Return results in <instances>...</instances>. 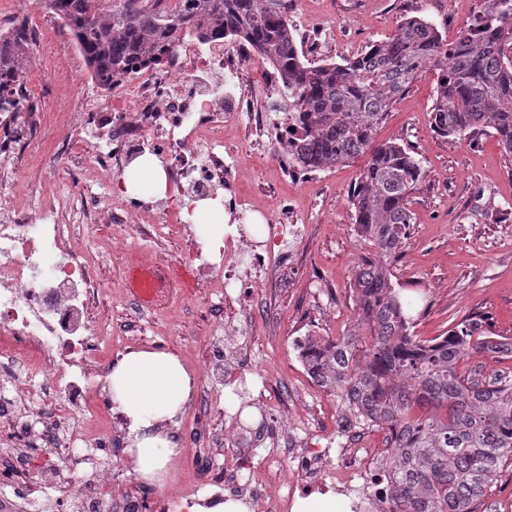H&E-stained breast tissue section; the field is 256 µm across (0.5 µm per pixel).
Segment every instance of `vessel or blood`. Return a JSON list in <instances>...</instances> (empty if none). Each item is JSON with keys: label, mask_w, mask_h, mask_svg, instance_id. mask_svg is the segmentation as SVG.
Wrapping results in <instances>:
<instances>
[{"label": "vessel or blood", "mask_w": 512, "mask_h": 512, "mask_svg": "<svg viewBox=\"0 0 512 512\" xmlns=\"http://www.w3.org/2000/svg\"><path fill=\"white\" fill-rule=\"evenodd\" d=\"M124 277L128 293L146 309L189 295L195 281L193 271L183 264L151 267L135 263L125 269Z\"/></svg>", "instance_id": "vessel-or-blood-1"}]
</instances>
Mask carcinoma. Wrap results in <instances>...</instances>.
Listing matches in <instances>:
<instances>
[{
    "instance_id": "carcinoma-1",
    "label": "carcinoma",
    "mask_w": 512,
    "mask_h": 512,
    "mask_svg": "<svg viewBox=\"0 0 512 512\" xmlns=\"http://www.w3.org/2000/svg\"><path fill=\"white\" fill-rule=\"evenodd\" d=\"M157 16L143 0H36L75 37L103 89L112 90L149 62L163 65L187 37L204 43L239 37L272 65L288 90V111L302 136L288 142L292 166L323 170L369 154L351 196L357 236L385 259L396 256L410 224L422 172L410 152L376 141L394 104L431 66V109L444 137L491 131L512 154V0H486L474 27L450 43L420 17L385 42L342 64L303 61L286 9L261 0H184ZM29 41L0 36V112H19V81ZM357 329L309 341L308 373L350 412L359 429L385 432L388 512H479L486 489L512 464V377L462 369L474 352L512 359L474 314L431 341L410 335L412 320L389 268L365 261L353 284Z\"/></svg>"
}]
</instances>
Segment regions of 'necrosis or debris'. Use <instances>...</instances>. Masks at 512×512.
<instances>
[{
    "label": "necrosis or debris",
    "instance_id": "4bbe7bcc",
    "mask_svg": "<svg viewBox=\"0 0 512 512\" xmlns=\"http://www.w3.org/2000/svg\"><path fill=\"white\" fill-rule=\"evenodd\" d=\"M224 43L213 40L207 55L195 54L182 45L178 56L163 67H140L136 76L140 91L128 114L94 115L92 126H112L114 134L104 148L84 152L86 169L122 177L126 167L143 153L172 159L171 188L207 197L217 169L224 161L216 150L224 142V130L248 120L251 126L274 127L275 141L286 144L296 126L291 120L276 121L283 112L282 100L268 97L266 105L244 113L242 100L217 102L199 97L197 86L223 68ZM40 120L28 112L0 114V155L41 138ZM226 207L239 222L224 242L223 261L239 273L242 288L260 287L271 270L277 248L296 237L297 225L266 217L261 227L248 224L244 198L230 195ZM70 225L57 221V211L43 208L19 211L12 222L0 223V379L9 380L14 364H24L30 375L44 376L49 400L34 405L30 413L42 417L48 406L65 401L73 419L72 431L94 448L112 446L111 430L92 432L90 418L111 420V403L100 398L95 381L103 374L102 345L89 320V312L104 291L84 252L75 250ZM297 477L246 483L243 473L254 470L251 460H242L221 478L203 468L192 480L175 481L159 498L139 496L125 501L127 512H192L200 505L198 490L210 487L219 498L225 486L259 498L274 494V512H290L296 496L314 491L345 497L349 512H371L379 496L372 486L377 471L366 449L346 446L305 448L295 456Z\"/></svg>",
    "mask_w": 512,
    "mask_h": 512
}]
</instances>
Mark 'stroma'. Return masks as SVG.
<instances>
[{
    "mask_svg": "<svg viewBox=\"0 0 512 512\" xmlns=\"http://www.w3.org/2000/svg\"><path fill=\"white\" fill-rule=\"evenodd\" d=\"M34 2L0 0V30H7V17L16 14L31 17L41 31L29 51L24 79L39 117L120 111L132 100L135 81L110 91L98 88L68 28ZM485 8V0H289L288 20L307 59L341 64L387 40L408 18H422L452 39ZM220 79L255 103L266 69L232 63ZM435 90V73L426 69L378 132L379 141L409 148L422 170L411 203L414 222L390 266L391 281L415 314L413 335H446L466 315L479 312L498 334L511 337L512 154L489 132L470 138L441 136L430 114ZM61 141V130L51 131L23 147L17 158L0 162V167L15 170L13 180L0 184V197L31 210L57 207L60 223L76 226L77 242L95 259V278L108 285L92 311L97 335L116 348L174 354L194 374L209 360L214 342L224 346L223 378L198 382L172 428L177 435L186 427L196 432L195 441L181 442L177 469L190 472L203 462L220 472L240 454L261 467L272 458L285 468L298 449L326 444L339 422L337 402L310 383L295 345L308 332L318 341L342 337L356 322L352 284L363 261L374 254L356 236L350 202L363 159L287 175L273 163L254 165L251 152L265 147L267 138H249L244 123L225 129L224 160L234 166L238 193L301 229L290 250V271L282 278L270 277L252 294L201 275L191 296L149 311L126 294L123 270L128 263L149 258L191 264L202 225L228 222V214L212 212L195 223L186 217L184 195L163 198L141 189L135 199L165 208L168 225L152 226L147 214L132 212L127 218L131 247L112 251V227L104 216L109 187L83 170L80 161L83 148L105 145L107 138L88 133L66 147ZM218 323L225 327L220 337L213 330ZM41 383L33 378L27 393L10 394L11 413L0 418V470L12 474L11 484L0 486V499L15 501L17 512H32L33 501L65 495L73 476L89 481L95 470L104 468L126 483L130 494H139L145 483L128 465L123 420L112 425L111 452L73 440L63 411L28 417V402L39 396ZM260 400L273 408L264 438L239 441V410H253ZM19 429L30 438L28 448L15 445Z\"/></svg>",
    "mask_w": 512,
    "mask_h": 512,
    "instance_id": "obj_1",
    "label": "stroma"
}]
</instances>
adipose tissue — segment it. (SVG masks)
I'll list each match as a JSON object with an SVG mask.
<instances>
[{
    "label": "adipose tissue",
    "mask_w": 512,
    "mask_h": 512,
    "mask_svg": "<svg viewBox=\"0 0 512 512\" xmlns=\"http://www.w3.org/2000/svg\"><path fill=\"white\" fill-rule=\"evenodd\" d=\"M112 404L127 427L136 477L164 485L180 454L168 432L194 391V378L173 354L134 350L112 367Z\"/></svg>",
    "instance_id": "obj_1"
}]
</instances>
